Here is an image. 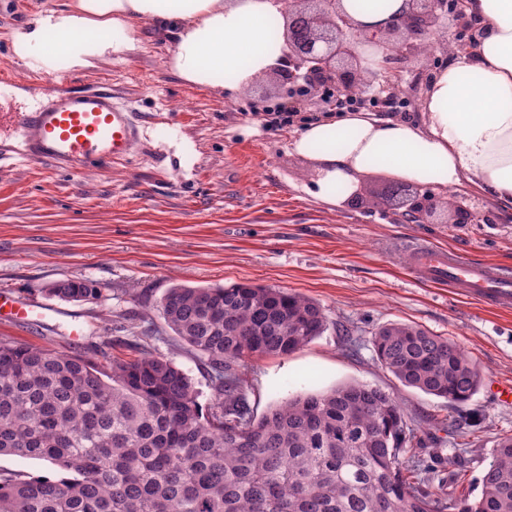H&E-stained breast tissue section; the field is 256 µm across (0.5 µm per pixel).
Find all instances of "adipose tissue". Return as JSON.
<instances>
[{
    "label": "adipose tissue",
    "mask_w": 512,
    "mask_h": 512,
    "mask_svg": "<svg viewBox=\"0 0 512 512\" xmlns=\"http://www.w3.org/2000/svg\"><path fill=\"white\" fill-rule=\"evenodd\" d=\"M477 36L468 54L436 73L421 123L369 112L304 125L295 153L315 161L313 197L330 204L356 190V176L381 166L396 181L437 189L471 184L512 204V0H465ZM282 0H65L11 33L15 55L53 73L134 48L147 20L173 42L169 66L186 83L234 92L278 67Z\"/></svg>",
    "instance_id": "ef3b65f1"
}]
</instances>
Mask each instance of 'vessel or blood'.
<instances>
[{"instance_id": "b4317fda", "label": "vessel or blood", "mask_w": 512, "mask_h": 512, "mask_svg": "<svg viewBox=\"0 0 512 512\" xmlns=\"http://www.w3.org/2000/svg\"><path fill=\"white\" fill-rule=\"evenodd\" d=\"M139 137L133 108L109 93L63 96L36 112L0 114V162H48L78 176L127 160ZM403 251L416 279L450 286L490 307L512 308V269L465 260L424 239L407 242ZM35 308V303L0 294V318L27 323Z\"/></svg>"}]
</instances>
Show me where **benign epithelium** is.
Here are the masks:
<instances>
[{
    "label": "benign epithelium",
    "instance_id": "7a95c632",
    "mask_svg": "<svg viewBox=\"0 0 512 512\" xmlns=\"http://www.w3.org/2000/svg\"><path fill=\"white\" fill-rule=\"evenodd\" d=\"M447 11V0H404L400 12L385 22L366 25L351 16L342 0H291L285 24L284 41L289 65L274 69L279 86L288 94L311 89H333L352 97L360 90V72L336 64L339 57L360 62L365 47L385 44L381 70L372 73L373 80L385 79L382 87L391 86V75L401 61L415 54L421 42L439 28ZM306 69L307 85L296 87V70ZM384 195L406 208L416 219L432 213L436 205L421 201L418 188L390 183Z\"/></svg>",
    "mask_w": 512,
    "mask_h": 512
}]
</instances>
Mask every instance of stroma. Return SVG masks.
Segmentation results:
<instances>
[{
	"mask_svg": "<svg viewBox=\"0 0 512 512\" xmlns=\"http://www.w3.org/2000/svg\"><path fill=\"white\" fill-rule=\"evenodd\" d=\"M58 2L0 0V68L17 62L12 29ZM136 27L134 50L53 83L33 78L22 86L19 108L28 94L48 104L107 91L141 114L145 135L131 160L77 177L47 162L0 167V292L50 309L32 325L0 320V337L97 362L134 355L123 325L143 318L161 329L159 351L189 375L205 405L211 390L200 358L176 348L156 309L167 289L250 284L305 295L323 308L327 329L289 355L252 359L247 383L255 416L296 394L350 382L393 394L423 432L432 417L453 414L467 444L463 491L477 497L497 439L512 434V404L494 394L495 384H512V310L418 281L397 246L421 237L474 262L512 267V208L468 185L431 189L437 208L419 221L383 199L391 177L380 169L357 176L364 204L321 202L308 192L315 162L290 146L300 123L269 122L268 108L280 101L274 74L234 96L216 95L170 70L173 44L151 23ZM475 28L471 19L444 15L436 38L396 72L388 91L395 108L376 109V116L418 118L434 72L469 51ZM458 206L470 223H457ZM66 279L94 281L102 299L47 295ZM393 322L454 340L481 371L479 391L451 407L402 385L378 363L372 344L374 332Z\"/></svg>",
	"mask_w": 512,
	"mask_h": 512,
	"instance_id": "1",
	"label": "stroma"
}]
</instances>
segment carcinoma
Instances as JSON below:
<instances>
[{
	"label": "carcinoma",
	"mask_w": 512,
	"mask_h": 512,
	"mask_svg": "<svg viewBox=\"0 0 512 512\" xmlns=\"http://www.w3.org/2000/svg\"><path fill=\"white\" fill-rule=\"evenodd\" d=\"M47 293L91 301L90 280ZM187 351L204 359L211 402L138 332L139 355L102 365L0 339V456H37L61 475L0 471V512H512V435L499 438L474 500L455 497L465 461L437 452L391 394L359 383L289 398L256 419L249 362L283 356L327 329L314 300L280 288L174 285L157 305ZM402 384L469 400L481 371L452 340L404 323L372 338Z\"/></svg>",
	"instance_id": "cac0c4a2"
}]
</instances>
